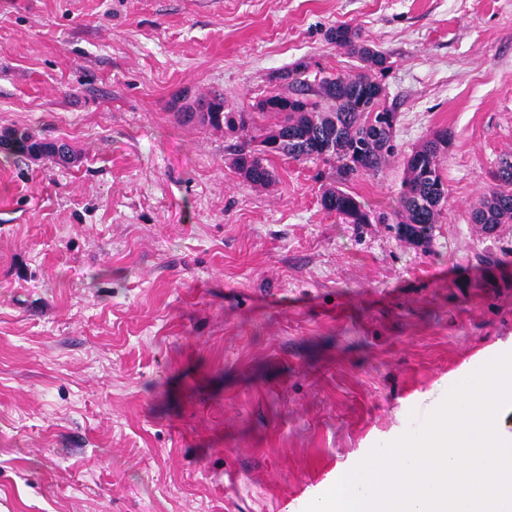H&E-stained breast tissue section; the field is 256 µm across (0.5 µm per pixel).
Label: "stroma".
Returning a JSON list of instances; mask_svg holds the SVG:
<instances>
[{
    "label": "stroma",
    "mask_w": 512,
    "mask_h": 512,
    "mask_svg": "<svg viewBox=\"0 0 512 512\" xmlns=\"http://www.w3.org/2000/svg\"><path fill=\"white\" fill-rule=\"evenodd\" d=\"M340 24L387 55L397 114L350 192L391 213L450 134L429 249L325 210L322 162L250 186L238 136L172 107L347 69ZM14 128L76 158L0 150V512H303L512 351V224L470 215L512 154V0H0Z\"/></svg>",
    "instance_id": "35a3bbf8"
}]
</instances>
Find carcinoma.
<instances>
[{
  "mask_svg": "<svg viewBox=\"0 0 512 512\" xmlns=\"http://www.w3.org/2000/svg\"><path fill=\"white\" fill-rule=\"evenodd\" d=\"M328 41L348 49L363 65L357 71L338 72L316 83L307 79L309 63L297 61L278 75L290 93H270L253 111L224 110V94L213 91L179 113L185 124L201 123L215 130L242 132L246 139L236 145L232 166L245 182L268 186L272 172L266 162L284 155L294 160H320L335 169L334 183L325 187L322 204L347 224L386 223L388 216L368 209L346 189L360 176L376 175L396 156V112L382 104L384 88L369 72L389 68L387 57L361 43L360 33L349 25L329 29ZM276 119L270 130L261 121ZM448 132H437L404 160L402 188L393 207L394 229L399 237L423 250L433 237L447 199L440 160ZM29 158L72 159L66 144L47 142L26 130L0 134V149ZM497 184L479 194L471 206V220L484 237L502 224L512 223V161H501Z\"/></svg>",
  "mask_w": 512,
  "mask_h": 512,
  "instance_id": "cac0c4a2",
  "label": "carcinoma"
}]
</instances>
